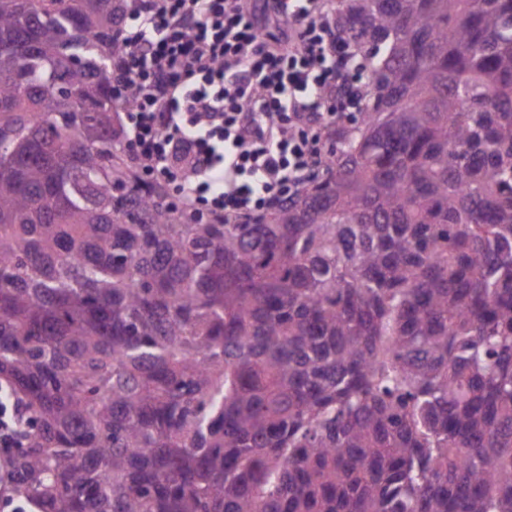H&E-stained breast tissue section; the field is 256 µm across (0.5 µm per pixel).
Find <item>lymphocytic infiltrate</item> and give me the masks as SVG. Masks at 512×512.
Listing matches in <instances>:
<instances>
[{"label":"lymphocytic infiltrate","instance_id":"lymphocytic-infiltrate-1","mask_svg":"<svg viewBox=\"0 0 512 512\" xmlns=\"http://www.w3.org/2000/svg\"><path fill=\"white\" fill-rule=\"evenodd\" d=\"M112 58V88L134 104L123 137L178 202L250 216L289 196L328 157L318 140L364 91L369 59L324 0H137ZM25 427L0 388V501L27 512L11 450Z\"/></svg>","mask_w":512,"mask_h":512}]
</instances>
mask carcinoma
<instances>
[{
	"instance_id": "carcinoma-1",
	"label": "carcinoma",
	"mask_w": 512,
	"mask_h": 512,
	"mask_svg": "<svg viewBox=\"0 0 512 512\" xmlns=\"http://www.w3.org/2000/svg\"><path fill=\"white\" fill-rule=\"evenodd\" d=\"M136 0H0V385L38 512H512V0H332L329 163L194 219L114 115Z\"/></svg>"
}]
</instances>
